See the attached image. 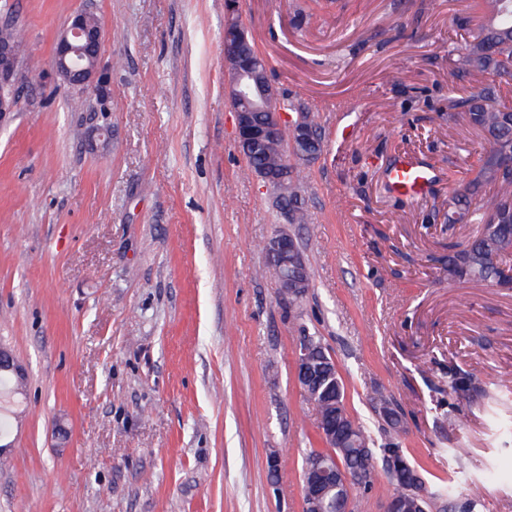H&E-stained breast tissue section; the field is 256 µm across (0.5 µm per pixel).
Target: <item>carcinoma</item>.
Instances as JSON below:
<instances>
[{"instance_id": "carcinoma-1", "label": "carcinoma", "mask_w": 512, "mask_h": 512, "mask_svg": "<svg viewBox=\"0 0 512 512\" xmlns=\"http://www.w3.org/2000/svg\"><path fill=\"white\" fill-rule=\"evenodd\" d=\"M480 15L470 35L461 72L471 83L469 96L454 104L467 123L479 131L488 142L481 164L472 180L458 191L448 205L450 224L475 220L482 232L467 245L448 247L446 270L448 277L457 280L478 281L509 286L512 283V223L500 224L505 202L512 198V165L502 163L495 145L512 148V112L495 105V90L484 84V78L493 75L504 82L512 81V0H477ZM284 145L275 142L262 154H245L248 167H273ZM333 395L310 392L317 414L327 422L336 423V441L325 440L326 448L306 453L302 470H307L315 458L336 462L351 473L361 469L373 475L376 464L385 460L392 448L388 441L375 454V440L371 433L349 413L346 406L345 384L336 376L331 388ZM393 488V495L402 499L403 512H419L415 492L425 497L427 512H449L448 492L441 487L433 489L423 469L407 461L405 469L393 473L383 469Z\"/></svg>"}]
</instances>
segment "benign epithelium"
Masks as SVG:
<instances>
[{
    "label": "benign epithelium",
    "mask_w": 512,
    "mask_h": 512,
    "mask_svg": "<svg viewBox=\"0 0 512 512\" xmlns=\"http://www.w3.org/2000/svg\"><path fill=\"white\" fill-rule=\"evenodd\" d=\"M89 13L75 14L58 38L54 50V68L57 75L75 87H99L104 83L101 66L100 43L102 26L90 29L86 25ZM224 62L230 79V98L236 118L238 144L246 149L258 150L284 133H289V154L294 160H306L316 155L321 140L314 134L304 113L291 115L284 98L270 82L267 66L256 52L254 42L245 31L231 20L224 28ZM19 56L11 43L0 41V120L17 107L15 83ZM283 173L256 172L268 187L277 192V203L283 212L288 210V162L281 161ZM267 256L278 268V282L283 292H298L306 288V275L297 261V245L293 237L279 232L270 238ZM336 364L318 355L309 344V337L299 338L295 358V379L300 389L309 392L315 384L330 378ZM352 480L349 473L336 471V467L319 460L307 469L303 485L304 512H320L318 504L336 490V477Z\"/></svg>",
    "instance_id": "7a95c632"
}]
</instances>
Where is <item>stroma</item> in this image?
Returning a JSON list of instances; mask_svg holds the SVG:
<instances>
[{
  "label": "stroma",
  "mask_w": 512,
  "mask_h": 512,
  "mask_svg": "<svg viewBox=\"0 0 512 512\" xmlns=\"http://www.w3.org/2000/svg\"><path fill=\"white\" fill-rule=\"evenodd\" d=\"M476 0H0L24 34L18 108L0 124V343L26 370L0 512H304L301 466L324 448L294 379L319 337L349 413L394 439L456 503L512 512V289L449 278L445 221L486 147L448 115ZM102 23L103 87L56 76L77 13ZM236 18L272 84L309 106L320 152L290 223L247 167L224 67ZM109 128L107 147L90 135ZM406 155L435 175L394 193ZM293 235L310 286L263 276ZM481 394L448 389V372Z\"/></svg>",
  "instance_id": "obj_1"
}]
</instances>
